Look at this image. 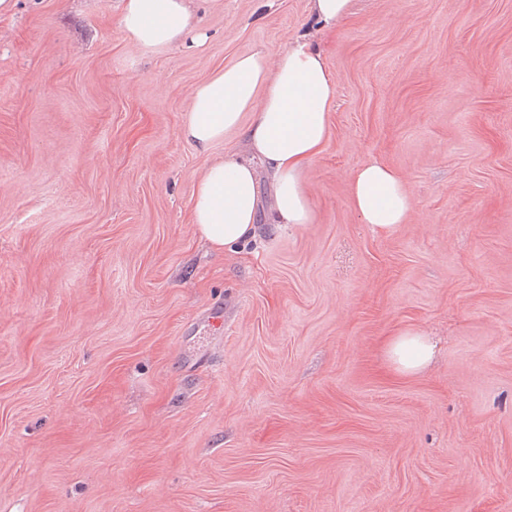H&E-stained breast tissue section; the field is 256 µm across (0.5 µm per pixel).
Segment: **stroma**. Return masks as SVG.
<instances>
[{
  "label": "stroma",
  "mask_w": 512,
  "mask_h": 512,
  "mask_svg": "<svg viewBox=\"0 0 512 512\" xmlns=\"http://www.w3.org/2000/svg\"><path fill=\"white\" fill-rule=\"evenodd\" d=\"M142 51L121 0L0 17V512H512V0H194ZM308 35L338 94L314 219L235 253L190 222L194 88ZM414 202L378 236L350 174ZM396 328L430 366L378 372ZM309 6L318 30L336 29L353 16V0H309ZM348 193L363 224H368L377 235L389 234L404 224L413 208V199L402 177L377 159L355 169Z\"/></svg>",
  "instance_id": "obj_1"
}]
</instances>
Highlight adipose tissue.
<instances>
[{
	"label": "adipose tissue",
	"instance_id": "adipose-tissue-1",
	"mask_svg": "<svg viewBox=\"0 0 512 512\" xmlns=\"http://www.w3.org/2000/svg\"><path fill=\"white\" fill-rule=\"evenodd\" d=\"M189 0H124L121 26L142 50L161 53L197 28ZM337 81L324 52L293 40L275 54H245L195 88L182 127L184 140L205 153L225 133L242 130L249 155H222L200 173L191 217L202 238L218 252L236 251L252 237L260 219L254 166L263 164L275 184L274 223H311L314 213L304 182L308 163L323 149ZM250 123H243L244 112ZM353 209L373 233L384 235L405 223L413 199L399 173L372 159L360 164L349 184ZM383 365L405 378L424 370L434 355L428 336L399 330L381 347Z\"/></svg>",
	"mask_w": 512,
	"mask_h": 512
}]
</instances>
